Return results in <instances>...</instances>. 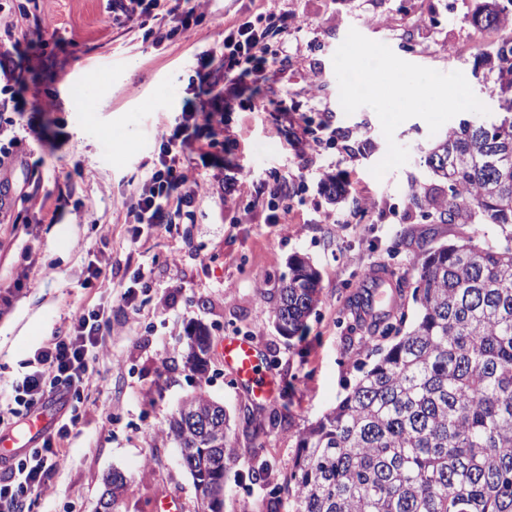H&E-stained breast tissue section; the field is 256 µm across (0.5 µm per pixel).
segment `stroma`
I'll list each match as a JSON object with an SVG mask.
<instances>
[{"instance_id": "stroma-1", "label": "stroma", "mask_w": 512, "mask_h": 512, "mask_svg": "<svg viewBox=\"0 0 512 512\" xmlns=\"http://www.w3.org/2000/svg\"><path fill=\"white\" fill-rule=\"evenodd\" d=\"M20 2L0 0V31L15 23L28 33L12 86L41 104L47 137L23 140L10 176L12 206L0 218V418L25 429V419L6 408L11 382L75 313L101 306L110 315L105 354L40 508L97 512L104 478L118 471L130 480L121 512H159L165 497L180 512H195L193 481L168 419L183 398L202 391L233 418L265 422L257 440L239 436L224 500V512H264L269 492L286 481L299 432L359 377L345 344L353 325L348 300L366 274L390 271L405 285L395 305L411 310L413 267L426 249L496 238L485 224L436 223L408 199L410 187H434L425 151L462 112L377 111L354 93L341 66L364 47L392 74L427 76L443 97L467 92L479 117L492 116L488 40L468 22L480 0H201L195 36L160 46L142 31L113 26L108 0H37L36 15L58 30L42 40L33 18H21ZM270 9L297 16L300 27L269 41L286 63L266 64L241 87L244 98L265 96V110L236 102L214 116L202 130L211 159L185 160L202 184L193 206L172 231L131 240L127 204L162 135L174 132L183 108L209 99L195 74L197 54L220 46L225 27ZM411 11L430 15L432 26L405 27ZM380 15L387 24L377 23ZM69 80L77 83L70 94ZM117 130L134 142L122 155L107 149ZM331 178L345 184L343 198L324 191ZM282 198L285 223H269ZM103 252L112 267L90 278L88 266ZM296 255L318 269L320 303L304 335L288 339L274 328L272 310ZM140 268L149 270L151 286L129 308L120 296ZM200 322L218 339L248 337L288 397L250 399L220 357L211 380L199 383L183 354Z\"/></svg>"}]
</instances>
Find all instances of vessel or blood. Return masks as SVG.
I'll return each mask as SVG.
<instances>
[{"label": "vessel or blood", "mask_w": 512, "mask_h": 512, "mask_svg": "<svg viewBox=\"0 0 512 512\" xmlns=\"http://www.w3.org/2000/svg\"><path fill=\"white\" fill-rule=\"evenodd\" d=\"M224 363L234 372L241 386L252 396L272 399L277 382L266 372L265 362L253 343L245 337L227 336L222 341ZM48 424L45 411H36L27 421L23 435H0V460H8L43 433Z\"/></svg>", "instance_id": "obj_1"}]
</instances>
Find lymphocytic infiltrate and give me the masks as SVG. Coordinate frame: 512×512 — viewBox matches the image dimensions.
I'll return each mask as SVG.
<instances>
[{"label": "lymphocytic infiltrate", "instance_id": "f902f5d3", "mask_svg": "<svg viewBox=\"0 0 512 512\" xmlns=\"http://www.w3.org/2000/svg\"><path fill=\"white\" fill-rule=\"evenodd\" d=\"M168 14L166 0H110L114 25L146 29L157 46L177 37L192 38L202 20L197 0H180L175 22H168ZM149 16L154 17L155 26H146ZM268 37L269 27L259 18L225 27L220 49L203 50L197 57L199 80H209L208 68L218 54L224 58L227 83H236L242 65L262 70L267 62ZM208 110L205 104L185 108L177 131L162 138L156 162L145 172L140 188L130 199L128 214L133 223L151 231H168L180 211L193 205L200 184L188 176L181 159L188 148L205 151L198 130L207 121ZM104 315V310L98 309L75 316L64 334L54 336L36 353L29 371L13 381L16 415H29L34 407L55 398L61 399L63 411L34 446L0 466V512H34L45 493L46 477L59 462V444L76 429L70 409L90 383L103 350Z\"/></svg>", "mask_w": 512, "mask_h": 512}]
</instances>
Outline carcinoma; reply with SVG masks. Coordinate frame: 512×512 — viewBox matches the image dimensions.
<instances>
[{"label":"carcinoma","instance_id":"cac0c4a2","mask_svg":"<svg viewBox=\"0 0 512 512\" xmlns=\"http://www.w3.org/2000/svg\"><path fill=\"white\" fill-rule=\"evenodd\" d=\"M493 36L492 94L503 111L486 125L459 122L425 162L448 184L410 189L411 202L441 224H488L498 241L440 244L414 265L413 314L351 311L366 335L349 337L353 357L373 359L336 406L298 435L285 485L266 512H512V0H482L469 18ZM453 153L442 170L437 159ZM317 270L294 260L273 308L278 330L301 335L320 302ZM209 335L188 334L186 359L208 369ZM222 416L219 446L197 441L189 420ZM198 491L197 512H224L227 464L238 459L224 406L202 393L173 413ZM112 512L129 479L114 472Z\"/></svg>","mask_w":512,"mask_h":512}]
</instances>
